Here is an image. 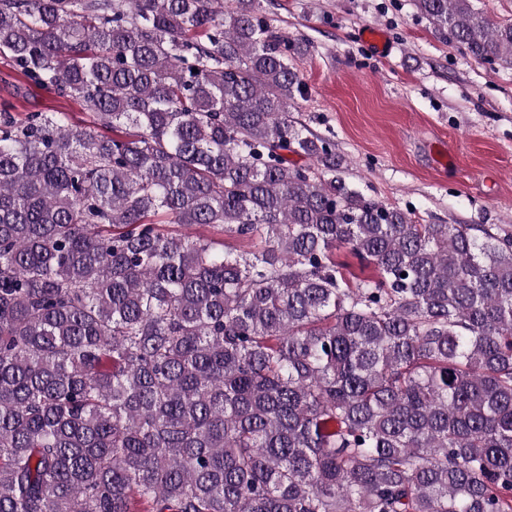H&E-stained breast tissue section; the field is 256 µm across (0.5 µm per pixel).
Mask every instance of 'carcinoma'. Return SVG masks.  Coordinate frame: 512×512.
<instances>
[{
	"mask_svg": "<svg viewBox=\"0 0 512 512\" xmlns=\"http://www.w3.org/2000/svg\"><path fill=\"white\" fill-rule=\"evenodd\" d=\"M218 2L0 0V58L112 130L0 107V512H512V232L349 187L302 41Z\"/></svg>",
	"mask_w": 512,
	"mask_h": 512,
	"instance_id": "carcinoma-1",
	"label": "carcinoma"
}]
</instances>
